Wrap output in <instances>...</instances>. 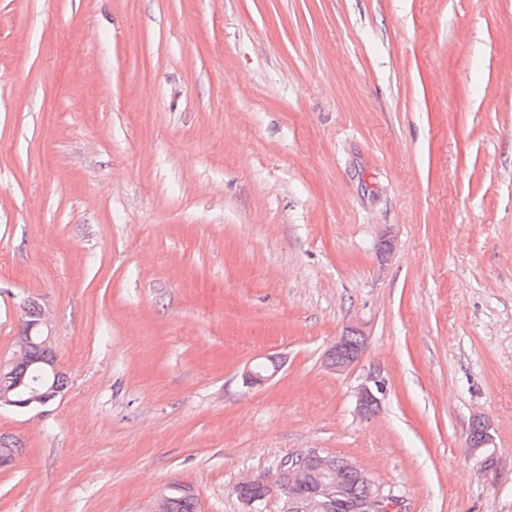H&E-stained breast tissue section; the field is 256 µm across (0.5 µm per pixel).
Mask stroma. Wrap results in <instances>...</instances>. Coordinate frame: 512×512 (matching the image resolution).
I'll list each match as a JSON object with an SVG mask.
<instances>
[{"label": "stroma", "instance_id": "obj_1", "mask_svg": "<svg viewBox=\"0 0 512 512\" xmlns=\"http://www.w3.org/2000/svg\"><path fill=\"white\" fill-rule=\"evenodd\" d=\"M32 298L68 384L0 512H244L307 450L512 512V0H0V357ZM347 331H355L358 335H360L359 338L363 339V345L360 347L355 357H347L344 353V343L347 337L345 334ZM345 334L339 336L336 344L326 354L325 357V364L327 368L336 372H343L347 370L362 356L368 339V335L365 332L364 327L357 323H353L347 326ZM348 336L350 337L349 341L347 342V351L354 352L360 340L359 338L355 337L356 335L354 334H349Z\"/></svg>", "mask_w": 512, "mask_h": 512}]
</instances>
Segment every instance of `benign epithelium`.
<instances>
[{"instance_id":"1","label":"benign epithelium","mask_w":512,"mask_h":512,"mask_svg":"<svg viewBox=\"0 0 512 512\" xmlns=\"http://www.w3.org/2000/svg\"><path fill=\"white\" fill-rule=\"evenodd\" d=\"M27 318L14 340L10 357L0 358V409L30 410L52 403L61 393L50 379L65 376L56 359L40 357L33 352L34 346L51 349L52 325L49 310L38 302L23 308ZM346 336L342 335L326 354L328 369L343 372L352 366L364 349L356 356L344 353ZM280 365L276 364L265 373L256 371V365L244 368L243 380L247 384L263 383L276 376ZM380 404L375 392L368 386L356 395V409L363 417L374 414ZM478 434L470 442V452L481 457L493 444V437L485 423L476 422ZM359 482L370 488L365 497L355 496L339 473L332 455L309 450L293 454L282 460L278 467L275 493L283 500V512H400L399 501L384 492L372 475L357 468Z\"/></svg>"}]
</instances>
